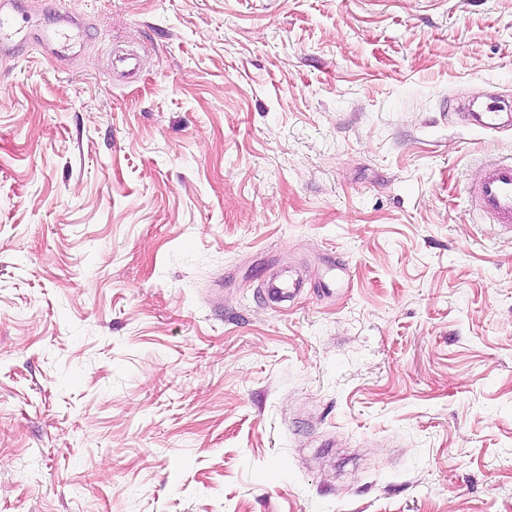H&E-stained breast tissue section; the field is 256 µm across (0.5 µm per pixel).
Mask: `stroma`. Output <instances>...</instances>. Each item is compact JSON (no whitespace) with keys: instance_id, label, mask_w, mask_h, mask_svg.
<instances>
[{"instance_id":"obj_1","label":"stroma","mask_w":512,"mask_h":512,"mask_svg":"<svg viewBox=\"0 0 512 512\" xmlns=\"http://www.w3.org/2000/svg\"><path fill=\"white\" fill-rule=\"evenodd\" d=\"M66 2L0 55V512H512V0ZM474 197L481 217L512 233V158L487 164Z\"/></svg>"}]
</instances>
